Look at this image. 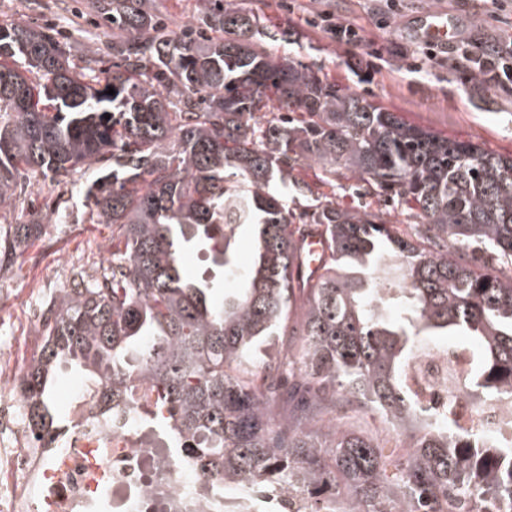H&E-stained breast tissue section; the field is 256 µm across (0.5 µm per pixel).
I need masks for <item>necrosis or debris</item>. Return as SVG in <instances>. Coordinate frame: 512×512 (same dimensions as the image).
<instances>
[{
	"instance_id": "obj_1",
	"label": "necrosis or debris",
	"mask_w": 512,
	"mask_h": 512,
	"mask_svg": "<svg viewBox=\"0 0 512 512\" xmlns=\"http://www.w3.org/2000/svg\"><path fill=\"white\" fill-rule=\"evenodd\" d=\"M470 363L467 350L423 343L409 384L424 409L449 416L455 429L491 435L512 422V402L480 403L464 393ZM15 377L12 361L0 356V512H89L102 499L109 512H332V503L317 511L283 487L223 489L198 477L152 425L149 382H138L121 408L109 389L76 384L62 424L40 436Z\"/></svg>"
}]
</instances>
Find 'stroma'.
I'll return each mask as SVG.
<instances>
[{
  "mask_svg": "<svg viewBox=\"0 0 512 512\" xmlns=\"http://www.w3.org/2000/svg\"><path fill=\"white\" fill-rule=\"evenodd\" d=\"M92 0H0V24L53 29L71 50L76 67L86 64L95 44L112 40V28ZM271 27L296 29L300 60L328 81L403 115L431 132L472 141L487 151L512 153V84L490 85L471 70L460 52L428 58L414 30L418 16L447 13L460 41L478 52L512 37V0H240ZM329 10L358 29V42L345 44L313 26ZM380 51L378 60L370 52ZM419 70H410V62ZM87 176L19 179L13 206L0 210V229L13 232L41 212L44 235L30 239L11 264L0 269V354L24 371L43 344V327L33 323L35 305L58 301L73 270L99 277L112 258V227L94 224L81 193Z\"/></svg>",
  "mask_w": 512,
  "mask_h": 512,
  "instance_id": "obj_1",
  "label": "stroma"
}]
</instances>
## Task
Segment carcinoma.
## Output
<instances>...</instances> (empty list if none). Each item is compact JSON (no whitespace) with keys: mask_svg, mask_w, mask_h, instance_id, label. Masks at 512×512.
Segmentation results:
<instances>
[{"mask_svg":"<svg viewBox=\"0 0 512 512\" xmlns=\"http://www.w3.org/2000/svg\"><path fill=\"white\" fill-rule=\"evenodd\" d=\"M95 8L116 30L110 69L76 70L49 29L0 25V209L22 176L93 167L90 219L112 225V267L92 281L74 272L18 384L32 427L54 426L55 376L69 365L117 407L132 382L151 383L172 447L216 484L299 485L342 512H512V437L448 434L408 384L419 345L460 336L476 346L463 390L512 399V277L464 258L512 267V154L432 134L267 50L297 41L237 0H212L202 26L178 32L141 0ZM306 165L359 176L415 213V233L333 195L296 205L312 192L297 177ZM245 226L243 287L217 301ZM44 230L34 219L0 234V254ZM312 236L324 244L315 268ZM197 245L212 254L210 280L182 273ZM296 375L310 401L280 417ZM338 407L379 413L403 458L337 423Z\"/></svg>","mask_w":512,"mask_h":512,"instance_id":"carcinoma-1","label":"carcinoma"}]
</instances>
